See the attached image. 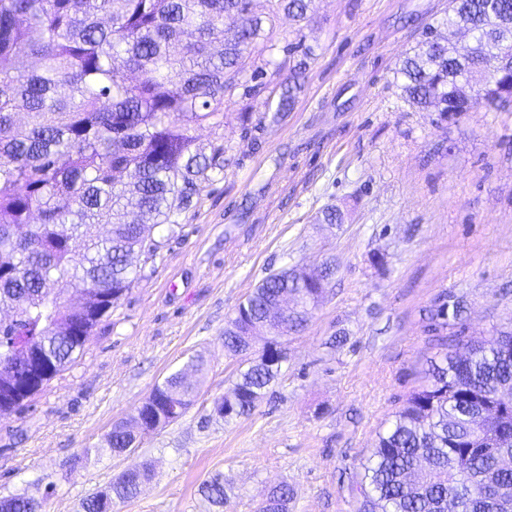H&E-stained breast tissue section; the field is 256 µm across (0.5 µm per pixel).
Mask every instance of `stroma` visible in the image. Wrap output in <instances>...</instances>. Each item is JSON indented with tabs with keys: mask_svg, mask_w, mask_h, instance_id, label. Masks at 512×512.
<instances>
[{
	"mask_svg": "<svg viewBox=\"0 0 512 512\" xmlns=\"http://www.w3.org/2000/svg\"><path fill=\"white\" fill-rule=\"evenodd\" d=\"M448 0H314L310 19L280 15L279 45L313 51L291 111L241 138L239 114L263 96L224 101V125L196 128L226 146L222 178L183 211L160 258L93 331L75 362L16 413L0 418V496L39 499L46 512L82 500L135 465L140 494L112 512H217L202 483L224 476L226 512H259L288 483V512H360V461L417 386L434 353L427 313L448 293L465 306L466 335L512 328V112L478 108L453 121L413 110L394 68ZM343 220L321 223L326 206ZM336 267L288 361L251 416H212L239 362L224 323L284 265ZM344 332L343 347L330 339ZM204 354L195 404L145 435L131 454L105 436L131 421L153 386ZM44 498V497H43Z\"/></svg>",
	"mask_w": 512,
	"mask_h": 512,
	"instance_id": "stroma-1",
	"label": "stroma"
}]
</instances>
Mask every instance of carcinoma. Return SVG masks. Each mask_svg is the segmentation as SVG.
I'll return each mask as SVG.
<instances>
[{"instance_id": "cac0c4a2", "label": "carcinoma", "mask_w": 512, "mask_h": 512, "mask_svg": "<svg viewBox=\"0 0 512 512\" xmlns=\"http://www.w3.org/2000/svg\"><path fill=\"white\" fill-rule=\"evenodd\" d=\"M312 0H0V373L25 367L41 348L55 377L86 341L57 333L73 321L60 286L92 285L112 296L85 334L141 277L135 253L159 256L151 230L172 233L178 216L224 173V145L203 146L196 126L224 125V98L269 91L265 111L288 112L311 48L277 46L282 12L303 19ZM441 24L465 30L472 45L460 54L427 27L426 40L394 71L403 98L450 119L477 105L512 112V0H448ZM300 55L288 80L277 83V50ZM23 58L36 62L24 70ZM250 65H245V60ZM23 112L26 121L16 116ZM266 115H240L241 134ZM331 270L300 279L282 267L240 302L224 326V350L247 353L246 337L267 346L301 332L324 298ZM464 307L438 299L428 331L439 352L419 385L361 461L363 512H496L492 499L512 504V330L464 339ZM454 329L448 343V329ZM205 370L197 355L137 408L135 427L107 434L114 455L138 447L145 433L178 420L197 396L186 371ZM281 375L273 360L250 361L213 406L220 417H248ZM146 469L129 468L82 502L83 512H107L138 496ZM43 500L0 498L6 512L43 509ZM211 505L229 501L224 476L201 487ZM294 490L273 487L260 512H288Z\"/></svg>"}]
</instances>
